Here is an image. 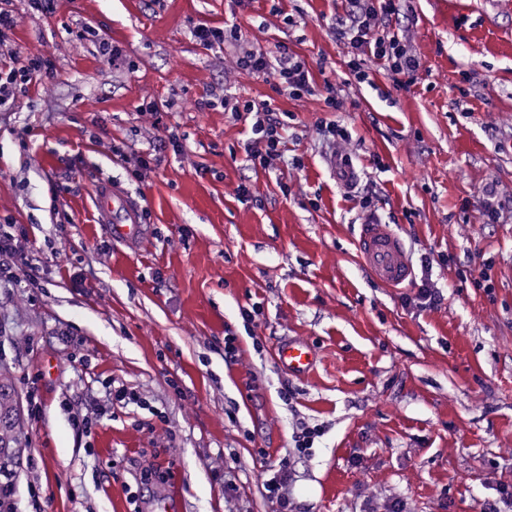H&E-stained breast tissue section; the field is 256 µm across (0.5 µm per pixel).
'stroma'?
<instances>
[{
    "label": "stroma",
    "mask_w": 512,
    "mask_h": 512,
    "mask_svg": "<svg viewBox=\"0 0 512 512\" xmlns=\"http://www.w3.org/2000/svg\"><path fill=\"white\" fill-rule=\"evenodd\" d=\"M275 5L57 0L42 15L17 0L13 46L55 68L0 112V217L16 225L18 269L41 279L0 287V363L19 397L24 458L13 512H134L156 491L139 483L150 466L178 481L176 512H275L262 482L304 423L323 435L296 466V512H388L396 501L484 512L512 486V0H404L420 61L407 88L376 62L371 83L354 81L332 32L343 0H283L280 15ZM201 22L287 47L315 94L294 100L248 72L225 80L218 53L190 35ZM86 26L122 59L78 39ZM226 92L292 113L269 170L247 162L248 122L201 107ZM146 99L161 112H139ZM332 120L348 135L353 194L328 164L335 148L319 124ZM171 132L182 152L166 144ZM119 143L155 155L141 179L113 154ZM102 181L137 204V248L99 224ZM371 221L406 245L414 270L401 287L359 262ZM484 271L488 290L473 284ZM423 276L443 293L437 307L415 301ZM287 338L314 348L309 374L278 367ZM114 384L140 405L112 403ZM76 412L89 433L73 430ZM224 471L234 495L215 479Z\"/></svg>",
    "instance_id": "obj_1"
}]
</instances>
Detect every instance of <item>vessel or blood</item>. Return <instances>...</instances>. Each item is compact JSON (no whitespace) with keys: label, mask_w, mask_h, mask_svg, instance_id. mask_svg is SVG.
I'll list each match as a JSON object with an SVG mask.
<instances>
[{"label":"vessel or blood","mask_w":512,"mask_h":512,"mask_svg":"<svg viewBox=\"0 0 512 512\" xmlns=\"http://www.w3.org/2000/svg\"><path fill=\"white\" fill-rule=\"evenodd\" d=\"M100 223L109 227L113 241L129 245L138 241L142 226L132 205L103 186L96 196ZM360 261L370 276L388 288L405 284L412 275L409 257L402 239L384 224L365 225L358 241ZM278 365L286 373L301 376L315 366L316 354L306 344L281 341L275 352Z\"/></svg>","instance_id":"1"}]
</instances>
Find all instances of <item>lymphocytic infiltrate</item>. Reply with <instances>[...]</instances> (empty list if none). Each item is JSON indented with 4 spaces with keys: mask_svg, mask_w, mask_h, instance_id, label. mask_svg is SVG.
I'll return each instance as SVG.
<instances>
[{
    "mask_svg": "<svg viewBox=\"0 0 512 512\" xmlns=\"http://www.w3.org/2000/svg\"><path fill=\"white\" fill-rule=\"evenodd\" d=\"M14 2L0 0V110L12 107L17 92L27 89L35 74L53 68L50 57L38 53L24 55L12 47L10 35L19 20ZM400 12L401 0H346L345 14L336 22V37L349 49L346 65L357 83L369 82L367 61L371 58L400 77L403 85L414 82L418 62L409 49L404 30L385 27L386 22L398 19ZM192 35L211 49L233 47L236 70L272 78L278 92L290 98L300 99L315 92L312 74L304 63L285 52L274 57L244 45L238 26L225 28L202 22L194 26ZM220 104L235 117H252L251 137L245 145L252 165L266 169L281 158L280 147L288 127L286 119L263 103H243L224 97ZM320 435V428L301 425L293 435V448L264 480V493L276 504L277 512H294L288 489L295 480V460L304 456Z\"/></svg>",
    "mask_w": 512,
    "mask_h": 512,
    "instance_id": "f902f5d3",
    "label": "lymphocytic infiltrate"
}]
</instances>
